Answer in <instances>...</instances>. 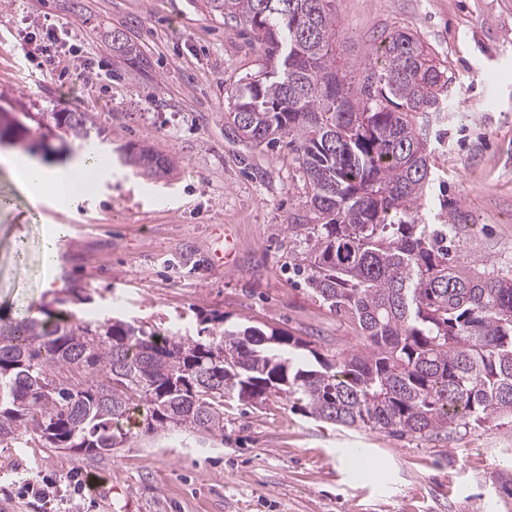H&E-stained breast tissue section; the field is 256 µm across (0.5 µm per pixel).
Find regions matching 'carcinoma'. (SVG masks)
Returning <instances> with one entry per match:
<instances>
[{
  "label": "carcinoma",
  "mask_w": 512,
  "mask_h": 512,
  "mask_svg": "<svg viewBox=\"0 0 512 512\" xmlns=\"http://www.w3.org/2000/svg\"><path fill=\"white\" fill-rule=\"evenodd\" d=\"M262 47L260 71L230 91L232 131L248 146L288 147L317 222L305 283L347 316L360 344L323 354L302 339L222 315L199 336L148 334L134 321L78 319L57 298L46 318L0 325V443L109 456L132 429L224 433V404L272 397L319 422L392 437L448 438L512 418V272L452 262L446 224L419 217L430 177L428 131L451 77L420 37L390 31L359 88L336 67L335 0H209ZM112 54L148 60L121 30ZM91 138L86 112L37 123ZM162 178L173 160L125 158Z\"/></svg>",
  "instance_id": "carcinoma-1"
}]
</instances>
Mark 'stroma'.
Listing matches in <instances>:
<instances>
[{"label": "stroma", "mask_w": 512, "mask_h": 512, "mask_svg": "<svg viewBox=\"0 0 512 512\" xmlns=\"http://www.w3.org/2000/svg\"><path fill=\"white\" fill-rule=\"evenodd\" d=\"M338 66L361 84L382 33L417 32L452 81L430 132L422 212L432 224L475 225L452 257L512 269V0H336ZM54 24L67 47L54 66L26 34ZM125 31L149 61L133 74L112 55ZM262 50L207 0H7L0 7V108L77 109L95 122L88 145L108 172L77 206L32 205L0 164V317H44L74 288L87 321L130 320L146 332L197 336L203 316L251 320L324 353L358 345L349 319L312 295L300 271L315 221L288 147L249 148L227 124L228 91L258 71ZM99 80L84 92V68ZM171 157L155 180L127 153ZM70 227L54 270L47 229ZM231 228L223 252L217 227ZM380 461L349 480L350 449ZM512 419L447 440L330 426L273 397L224 406V433L135 431L128 447L85 457L0 446V512H512Z\"/></svg>", "instance_id": "stroma-1"}]
</instances>
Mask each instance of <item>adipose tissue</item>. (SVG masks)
I'll use <instances>...</instances> for the list:
<instances>
[{
	"mask_svg": "<svg viewBox=\"0 0 512 512\" xmlns=\"http://www.w3.org/2000/svg\"><path fill=\"white\" fill-rule=\"evenodd\" d=\"M104 166L101 155L87 151L78 152L76 158L62 168L48 167L28 160L15 167L20 185L34 197L42 196L52 184L58 185L56 198L70 204L87 195Z\"/></svg>",
	"mask_w": 512,
	"mask_h": 512,
	"instance_id": "1",
	"label": "adipose tissue"
}]
</instances>
